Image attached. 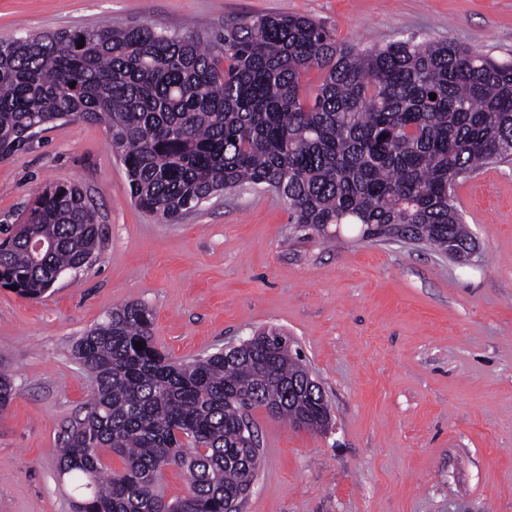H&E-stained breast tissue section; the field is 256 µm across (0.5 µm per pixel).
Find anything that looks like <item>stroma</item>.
I'll use <instances>...</instances> for the list:
<instances>
[{
    "label": "stroma",
    "instance_id": "35a3bbf8",
    "mask_svg": "<svg viewBox=\"0 0 512 512\" xmlns=\"http://www.w3.org/2000/svg\"><path fill=\"white\" fill-rule=\"evenodd\" d=\"M258 13L312 17L362 48L416 34L512 61V0H0V39L135 24L205 38ZM53 182L83 190L102 238L42 298L0 287L16 386L0 412V512H71L58 448L92 391L72 346L130 302L179 360L281 329L328 400L317 432L252 410L264 465L241 512H512V164L456 190L478 244L464 265L354 224L301 236L276 193L248 185L165 223L134 204L104 126L85 122L0 159V224L23 223Z\"/></svg>",
    "mask_w": 512,
    "mask_h": 512
}]
</instances>
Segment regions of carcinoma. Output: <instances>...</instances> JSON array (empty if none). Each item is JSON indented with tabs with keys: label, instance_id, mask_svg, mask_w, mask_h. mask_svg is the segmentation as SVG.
I'll list each match as a JSON object with an SVG mask.
<instances>
[{
	"label": "carcinoma",
	"instance_id": "carcinoma-1",
	"mask_svg": "<svg viewBox=\"0 0 512 512\" xmlns=\"http://www.w3.org/2000/svg\"><path fill=\"white\" fill-rule=\"evenodd\" d=\"M311 69L323 80L307 98ZM60 121L104 126L131 198L168 223L218 192L261 186L298 232L330 238L329 226L357 224L363 238L461 261L475 244L456 187L512 161V62L451 40L360 48L297 14L253 15L209 39L138 24L0 40V158L24 149L30 128ZM33 239L49 244L38 260ZM99 242L81 189L50 183L0 239V286L38 298L92 263ZM153 333L152 310L132 302L73 346L94 381L59 448L73 512H234L264 461L241 447L242 409L272 407L313 431L329 423L282 331L183 362L162 355ZM13 395L1 367L0 410ZM104 450L123 467L106 468ZM167 467L186 471L187 495L158 492Z\"/></svg>",
	"mask_w": 512,
	"mask_h": 512
}]
</instances>
